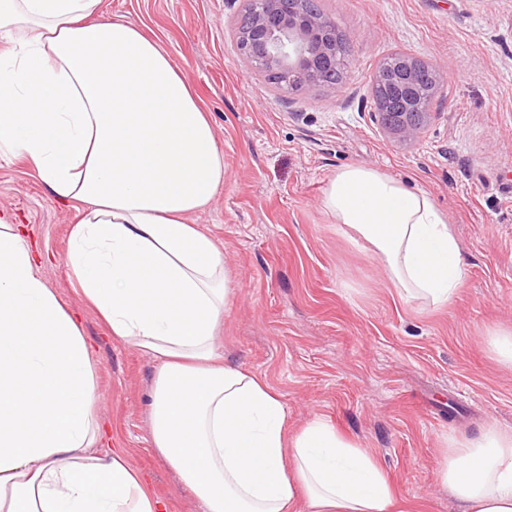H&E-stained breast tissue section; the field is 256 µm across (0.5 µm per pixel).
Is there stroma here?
<instances>
[{
  "label": "stroma",
  "instance_id": "35a3bbf8",
  "mask_svg": "<svg viewBox=\"0 0 512 512\" xmlns=\"http://www.w3.org/2000/svg\"><path fill=\"white\" fill-rule=\"evenodd\" d=\"M350 37L336 86L280 92L239 54L241 0H103L158 39L208 112L224 183L194 221L224 251L233 300L225 360L266 377L292 427L319 416L374 453L414 512H458L440 477L447 444L512 429V365L490 346L512 330V0H321ZM443 80L413 144L387 140L370 83L393 52ZM364 164L427 193L447 217L465 281L444 308L401 298L379 260L321 206L328 179ZM0 212L26 225L41 274L92 346L97 416L168 512L199 502L150 445L157 362L109 335L69 283L74 211L21 162L0 159Z\"/></svg>",
  "mask_w": 512,
  "mask_h": 512
}]
</instances>
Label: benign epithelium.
I'll return each instance as SVG.
<instances>
[{
    "mask_svg": "<svg viewBox=\"0 0 512 512\" xmlns=\"http://www.w3.org/2000/svg\"><path fill=\"white\" fill-rule=\"evenodd\" d=\"M247 23L233 30L241 54L261 74L279 75L289 91L322 85L321 77L336 70L335 22L312 7L313 0H242ZM425 81L433 92L440 77L421 59L402 54L399 69H377L370 89L394 88L392 97L382 98L392 109L391 118L376 112L383 135L401 144L417 141L432 113L420 111L418 87Z\"/></svg>",
    "mask_w": 512,
    "mask_h": 512,
    "instance_id": "7a95c632",
    "label": "benign epithelium"
}]
</instances>
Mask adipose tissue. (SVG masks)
Instances as JSON below:
<instances>
[{"label": "adipose tissue", "instance_id": "adipose-tissue-1", "mask_svg": "<svg viewBox=\"0 0 512 512\" xmlns=\"http://www.w3.org/2000/svg\"><path fill=\"white\" fill-rule=\"evenodd\" d=\"M102 0H0V159L74 204L66 268L113 339L158 363L152 448L203 512H410L379 460L319 416L288 425L263 375L216 341L231 303L216 241L191 223L224 181L212 121L179 66ZM324 208L400 295L448 306L464 281L447 218L423 192L350 165ZM91 347L0 216V512H165L105 432ZM461 512H512V431L449 443Z\"/></svg>", "mask_w": 512, "mask_h": 512}]
</instances>
